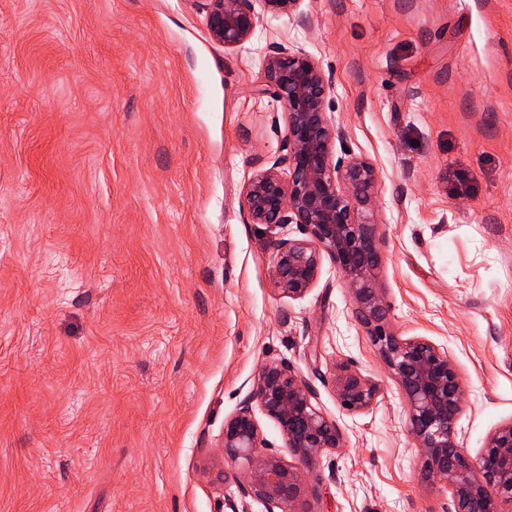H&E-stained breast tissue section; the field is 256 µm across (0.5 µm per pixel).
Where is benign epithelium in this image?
<instances>
[{
	"label": "benign epithelium",
	"instance_id": "1",
	"mask_svg": "<svg viewBox=\"0 0 512 512\" xmlns=\"http://www.w3.org/2000/svg\"><path fill=\"white\" fill-rule=\"evenodd\" d=\"M254 2L206 0L211 38L226 48L248 41L259 21ZM261 2L273 15H290L301 0ZM263 72L256 92H272L287 115L286 154L246 182L244 201L252 223L296 224L302 234L271 241L274 288L290 299L303 297L318 279L323 256L330 257L351 290L357 322L405 398L408 433L420 448L421 478L448 490V512H512V423L496 428L478 461L471 462L457 440L463 386L448 350L422 337L400 336L391 325L380 283L383 240L374 219L379 176L362 158H334L338 130L326 110L332 84L318 61L282 44L270 51ZM333 382L341 407L351 413L369 409L379 396L377 384L353 362L337 365ZM255 405L275 421L300 464L290 465L270 450ZM343 443L336 421L313 405L300 372L269 362L247 401L224 422L226 469L218 478L233 480L241 496L262 504L265 512H302L311 468Z\"/></svg>",
	"mask_w": 512,
	"mask_h": 512
}]
</instances>
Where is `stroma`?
I'll return each instance as SVG.
<instances>
[{"label":"stroma","mask_w":512,"mask_h":512,"mask_svg":"<svg viewBox=\"0 0 512 512\" xmlns=\"http://www.w3.org/2000/svg\"><path fill=\"white\" fill-rule=\"evenodd\" d=\"M255 10L227 49L201 0H0V512H231L224 422L267 362L344 436L309 512H445L333 261L303 298L271 284L299 230L252 223L243 187L282 153L254 92L280 43L333 85L336 157L379 173L391 323L447 349L462 448L512 422V0ZM346 361L367 411L337 401ZM334 387L341 407L356 413L369 409L379 396V388L353 362H342L335 367Z\"/></svg>","instance_id":"obj_1"}]
</instances>
